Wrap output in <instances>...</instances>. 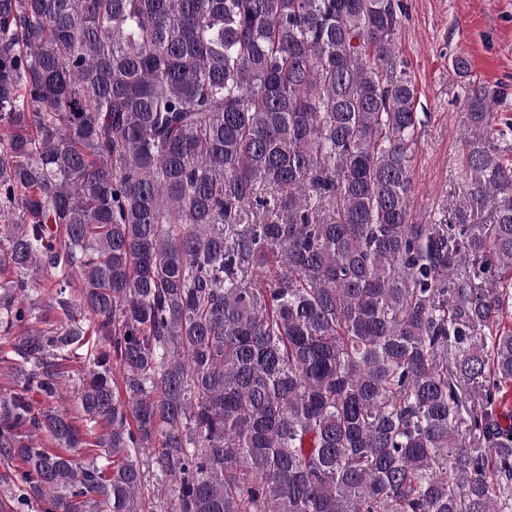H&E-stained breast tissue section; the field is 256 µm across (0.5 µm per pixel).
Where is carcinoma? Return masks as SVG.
Returning <instances> with one entry per match:
<instances>
[{
    "instance_id": "obj_1",
    "label": "carcinoma",
    "mask_w": 512,
    "mask_h": 512,
    "mask_svg": "<svg viewBox=\"0 0 512 512\" xmlns=\"http://www.w3.org/2000/svg\"><path fill=\"white\" fill-rule=\"evenodd\" d=\"M398 11L0 0V333L23 330L0 481L24 505L147 512L155 467L164 512H512V122L455 56L493 224L419 219ZM79 355L83 430L29 396Z\"/></svg>"
}]
</instances>
